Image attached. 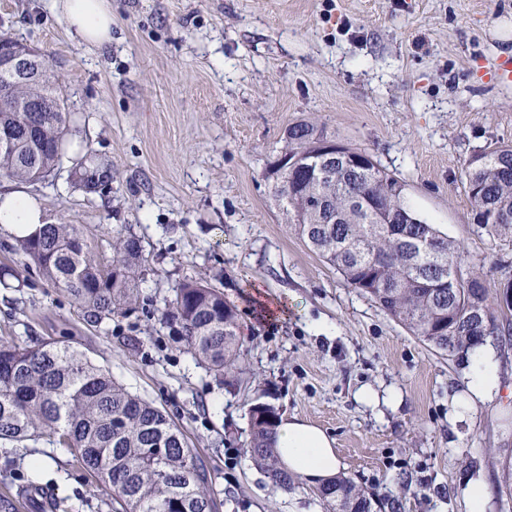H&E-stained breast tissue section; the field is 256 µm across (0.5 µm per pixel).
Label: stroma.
<instances>
[{
  "mask_svg": "<svg viewBox=\"0 0 512 512\" xmlns=\"http://www.w3.org/2000/svg\"><path fill=\"white\" fill-rule=\"evenodd\" d=\"M507 20L512 0H112V42L89 52L44 0H0V36L44 54L76 115L62 170L27 191L102 263L119 230L146 265L135 308L94 326L0 228V264L25 282L0 285V340L70 343L152 402L206 465L218 512H326L312 485L277 488L245 453L258 400L331 434L345 475L401 497V512H469L471 482L485 486L486 512H512V359L492 401L456 410L468 364L350 288L262 177L286 128L314 124L398 177L488 282L512 280V245L481 233L460 183L474 154L512 142V85L495 79L512 60L497 36ZM90 160L92 191L69 179ZM187 277L223 289L245 325L234 385L176 351L161 318ZM364 388L396 400L368 406ZM32 452L51 468L33 472ZM32 482L50 512H111L69 449H1L0 491Z\"/></svg>",
  "mask_w": 512,
  "mask_h": 512,
  "instance_id": "obj_1",
  "label": "stroma"
}]
</instances>
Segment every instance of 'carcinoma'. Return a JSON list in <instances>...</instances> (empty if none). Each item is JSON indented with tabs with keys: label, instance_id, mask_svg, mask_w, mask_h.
I'll return each instance as SVG.
<instances>
[{
	"label": "carcinoma",
	"instance_id": "carcinoma-1",
	"mask_svg": "<svg viewBox=\"0 0 512 512\" xmlns=\"http://www.w3.org/2000/svg\"><path fill=\"white\" fill-rule=\"evenodd\" d=\"M46 67L37 82L15 86L21 104L50 98L55 112L0 110V128L17 145L0 149V177L46 179L59 172L72 113ZM312 124L288 127L283 157L300 165L273 178L271 195L287 223L343 280L438 354L461 363L490 336L512 334L511 308L492 305L500 289L463 281L466 254L416 215L402 182L375 161L359 169L328 162ZM474 220L489 238L512 243V143L471 157L461 177ZM112 264L95 258L74 224H46L18 237L11 250L100 325L137 301L144 274L138 240L113 236ZM178 325L183 351L222 385L237 379L244 360V325L236 307L208 281L186 278L164 301ZM246 452L273 485L294 489L298 479L272 448L275 421L249 408ZM45 439L70 449L76 464L111 495L112 512H213L204 465L182 430L152 403L126 390L78 349L54 340L0 342V444L25 447ZM327 512H377L378 496L340 475L318 494ZM22 494L0 492V512H20Z\"/></svg>",
	"mask_w": 512,
	"mask_h": 512
}]
</instances>
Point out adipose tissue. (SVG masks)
<instances>
[{
  "label": "adipose tissue",
  "mask_w": 512,
  "mask_h": 512,
  "mask_svg": "<svg viewBox=\"0 0 512 512\" xmlns=\"http://www.w3.org/2000/svg\"><path fill=\"white\" fill-rule=\"evenodd\" d=\"M48 8L66 21L69 31L87 50L111 43L112 0H48ZM45 222L42 204L34 195L22 189L0 194V227L11 234L27 236ZM497 386L493 356L477 351L461 407L489 398ZM334 445V438L325 430L296 417L280 419L274 434V447L283 466L316 484L333 480L342 468Z\"/></svg>",
  "instance_id": "obj_1"
}]
</instances>
